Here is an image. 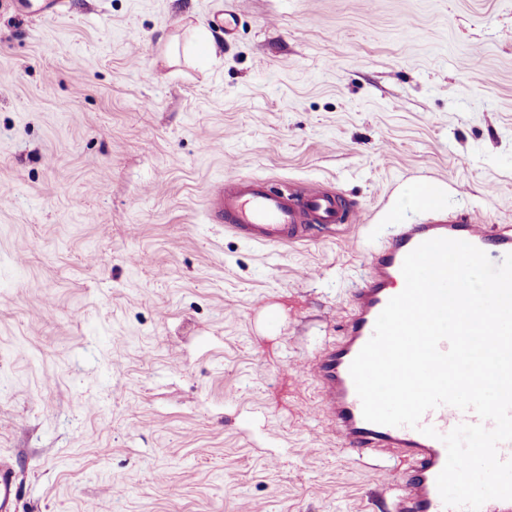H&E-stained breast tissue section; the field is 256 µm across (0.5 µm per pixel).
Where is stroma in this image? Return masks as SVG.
<instances>
[{
  "mask_svg": "<svg viewBox=\"0 0 512 512\" xmlns=\"http://www.w3.org/2000/svg\"><path fill=\"white\" fill-rule=\"evenodd\" d=\"M68 0L0 9V454L18 512H391L307 363L417 183L512 226V0ZM340 193L262 246L213 183ZM238 1L228 0L225 2L224 10L214 13L211 22L220 32H224V39L233 36L234 26L231 22L237 16Z\"/></svg>",
  "mask_w": 512,
  "mask_h": 512,
  "instance_id": "35a3bbf8",
  "label": "stroma"
}]
</instances>
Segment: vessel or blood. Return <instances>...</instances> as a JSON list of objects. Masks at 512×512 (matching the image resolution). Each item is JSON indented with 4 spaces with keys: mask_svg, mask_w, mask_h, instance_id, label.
Masks as SVG:
<instances>
[{
    "mask_svg": "<svg viewBox=\"0 0 512 512\" xmlns=\"http://www.w3.org/2000/svg\"><path fill=\"white\" fill-rule=\"evenodd\" d=\"M65 0H0V7L17 10L37 8L38 12L61 13ZM237 0H226L223 11L214 13L213 25L232 37ZM430 218L423 224L398 222L385 242L373 253L368 278L351 295V314L336 342L307 365L305 376L318 388L327 420L357 452L386 449L410 460L400 474L402 490L394 512H453L438 492L436 480L447 460L442 435L462 423H477L474 411L442 405L425 412L419 428L389 426L365 420L350 365L372 337L375 322L388 301L398 295L405 257L421 243L435 238L460 239L492 254L495 261L512 253V229L489 231L477 212L448 210L444 196L434 182L420 185ZM210 215L215 223L263 245L294 244L305 240L317 227L346 224L354 212L339 195L312 190L288 193L265 182L245 176H229L212 189ZM434 428L427 436L425 428ZM18 484L14 466L0 457V512H17Z\"/></svg>",
    "mask_w": 512,
    "mask_h": 512,
    "instance_id": "obj_1",
    "label": "vessel or blood"
}]
</instances>
